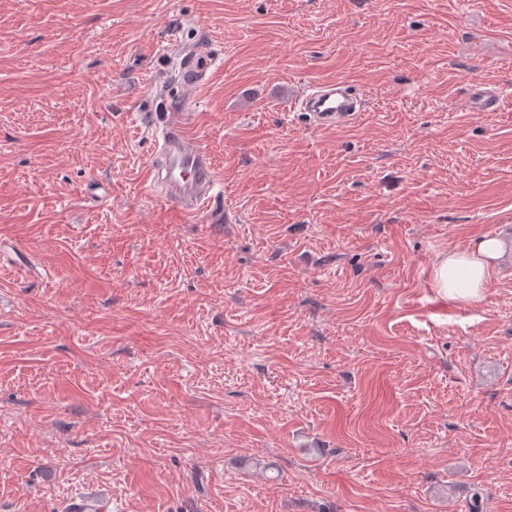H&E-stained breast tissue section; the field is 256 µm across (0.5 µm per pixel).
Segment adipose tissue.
<instances>
[{
  "mask_svg": "<svg viewBox=\"0 0 512 512\" xmlns=\"http://www.w3.org/2000/svg\"><path fill=\"white\" fill-rule=\"evenodd\" d=\"M503 245L498 238L482 237L463 251L438 253L432 263V286L446 300L474 302L481 298L492 261L498 260Z\"/></svg>",
  "mask_w": 512,
  "mask_h": 512,
  "instance_id": "ef3b65f1",
  "label": "adipose tissue"
}]
</instances>
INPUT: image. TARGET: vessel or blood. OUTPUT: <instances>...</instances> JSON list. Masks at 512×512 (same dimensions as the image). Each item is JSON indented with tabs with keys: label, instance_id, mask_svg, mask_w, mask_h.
<instances>
[{
	"label": "vessel or blood",
	"instance_id": "vessel-or-blood-1",
	"mask_svg": "<svg viewBox=\"0 0 512 512\" xmlns=\"http://www.w3.org/2000/svg\"><path fill=\"white\" fill-rule=\"evenodd\" d=\"M205 53L190 56L183 68L181 95L189 97L213 66ZM472 107L481 112L499 111L502 95L498 90L474 86L470 94ZM300 111L319 125L350 122L357 118L361 105L345 85L310 87L297 101ZM156 156L150 179L153 189L165 200L187 214L209 209L210 221L222 223L220 193L214 161L190 136L179 113H166L155 129Z\"/></svg>",
	"mask_w": 512,
	"mask_h": 512
}]
</instances>
